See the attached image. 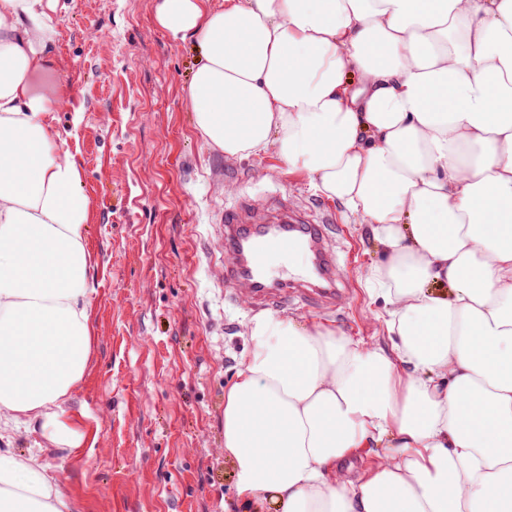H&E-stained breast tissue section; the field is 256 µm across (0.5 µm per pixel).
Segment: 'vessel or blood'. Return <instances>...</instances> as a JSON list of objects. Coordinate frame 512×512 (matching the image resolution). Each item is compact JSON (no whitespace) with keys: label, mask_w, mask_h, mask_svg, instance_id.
Here are the masks:
<instances>
[{"label":"vessel or blood","mask_w":512,"mask_h":512,"mask_svg":"<svg viewBox=\"0 0 512 512\" xmlns=\"http://www.w3.org/2000/svg\"><path fill=\"white\" fill-rule=\"evenodd\" d=\"M268 215L255 209L251 204L242 203L224 212V270L225 285L234 289L244 302L254 305H268L274 302L288 303L299 299L309 301V294L301 289L304 274H297L296 288H289L287 280L271 273L273 257L295 256L303 240H310L317 265L326 280V287L320 288L318 298H332L334 291L328 282L334 276L335 257L322 248L323 234L320 226L303 224L282 215L275 228H268Z\"/></svg>","instance_id":"vessel-or-blood-1"}]
</instances>
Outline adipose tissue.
<instances>
[{"mask_svg": "<svg viewBox=\"0 0 512 512\" xmlns=\"http://www.w3.org/2000/svg\"><path fill=\"white\" fill-rule=\"evenodd\" d=\"M47 0H0V512H83L24 424L64 420L91 352L83 173L30 78ZM201 52L187 97L225 157L275 152L384 260L389 347L253 315L224 390L239 499L276 512H512V0H160ZM370 451L375 465L355 474Z\"/></svg>", "mask_w": 512, "mask_h": 512, "instance_id": "obj_1", "label": "adipose tissue"}]
</instances>
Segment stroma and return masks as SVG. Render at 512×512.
<instances>
[{"instance_id": "obj_1", "label": "stroma", "mask_w": 512, "mask_h": 512, "mask_svg": "<svg viewBox=\"0 0 512 512\" xmlns=\"http://www.w3.org/2000/svg\"><path fill=\"white\" fill-rule=\"evenodd\" d=\"M157 0H56L57 36L35 79L48 116L80 165L91 201L87 245L93 340L68 416L84 436L60 452L22 428L13 448L38 454L84 512H273L242 507L224 455V388L250 346L254 310L220 282L225 208L279 197L326 220L340 295L274 314L322 320L388 345L366 278L382 259L351 223L274 153L225 158L194 127L186 98L200 53L155 21Z\"/></svg>"}]
</instances>
